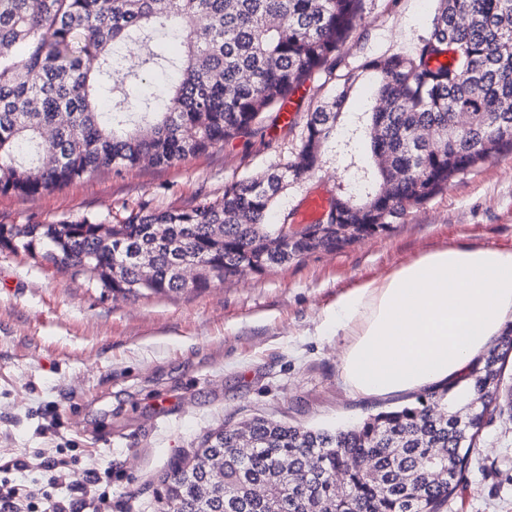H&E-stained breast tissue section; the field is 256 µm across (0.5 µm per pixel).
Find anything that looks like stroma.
<instances>
[{
    "instance_id": "1",
    "label": "stroma",
    "mask_w": 512,
    "mask_h": 512,
    "mask_svg": "<svg viewBox=\"0 0 512 512\" xmlns=\"http://www.w3.org/2000/svg\"><path fill=\"white\" fill-rule=\"evenodd\" d=\"M434 8V0H365L341 67L307 82L289 125L266 121L260 135L170 166L98 171L32 197L0 194V224L110 222L143 202L164 210L220 197L225 184L290 158L310 112L354 73L336 130L345 135L375 104L362 65L411 53ZM349 182L326 147L322 167L279 197L272 223ZM450 245L512 248V154L460 175L382 235L201 292L104 296L83 277L0 251V456L75 449L80 464L111 470L112 512H157L158 475L222 424L261 415L333 430L402 407L413 394L362 397L345 385L343 341L330 326L336 298ZM450 512H512V418L484 429Z\"/></svg>"
}]
</instances>
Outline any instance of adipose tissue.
<instances>
[{"mask_svg":"<svg viewBox=\"0 0 512 512\" xmlns=\"http://www.w3.org/2000/svg\"><path fill=\"white\" fill-rule=\"evenodd\" d=\"M512 326V249L448 246L336 299L342 377L365 397L460 380Z\"/></svg>","mask_w":512,"mask_h":512,"instance_id":"obj_1","label":"adipose tissue"}]
</instances>
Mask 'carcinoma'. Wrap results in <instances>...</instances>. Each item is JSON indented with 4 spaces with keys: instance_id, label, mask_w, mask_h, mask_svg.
I'll return each mask as SVG.
<instances>
[{
    "instance_id": "carcinoma-1",
    "label": "carcinoma",
    "mask_w": 512,
    "mask_h": 512,
    "mask_svg": "<svg viewBox=\"0 0 512 512\" xmlns=\"http://www.w3.org/2000/svg\"><path fill=\"white\" fill-rule=\"evenodd\" d=\"M411 54L364 64L378 105L336 144L362 194L340 190L337 227L309 225L327 248L392 224L488 155L512 153V0H437ZM364 0H0V193L30 197L86 174L172 165L237 137L336 52ZM154 39L149 59L175 74L157 102L126 83L119 44ZM356 77L311 113L293 158L186 208L147 205L96 218L0 224V249L82 275L101 294L150 298L203 291L242 264L263 272L311 250L267 217L291 181L323 164ZM369 140L370 173L350 153ZM196 266L187 286L179 267ZM512 330L462 380L345 429L252 417L210 431L158 479L159 512H443L466 482L498 396ZM364 467H353L354 461ZM345 473L336 484V472Z\"/></svg>"
}]
</instances>
